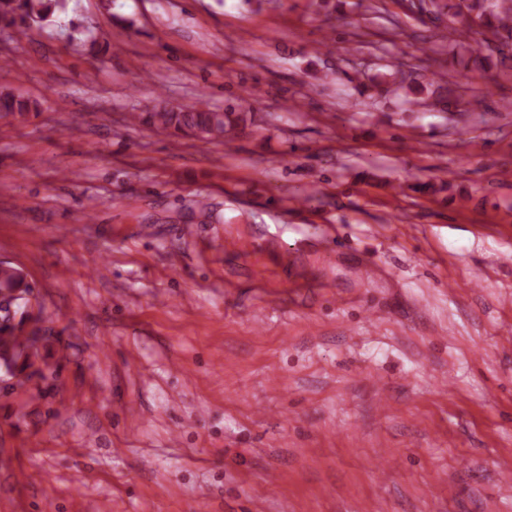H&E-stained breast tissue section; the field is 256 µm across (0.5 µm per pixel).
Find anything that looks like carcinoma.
<instances>
[{"instance_id":"cac0c4a2","label":"carcinoma","mask_w":512,"mask_h":512,"mask_svg":"<svg viewBox=\"0 0 512 512\" xmlns=\"http://www.w3.org/2000/svg\"><path fill=\"white\" fill-rule=\"evenodd\" d=\"M60 7L59 0H0V20L15 22L21 19L41 26L50 21ZM448 29L458 38L470 39L477 29L491 31L492 52L506 58L512 55V0H459ZM47 99H31L12 92L0 91V120L4 125L25 121L31 112H38ZM134 120L159 134H185L210 141L222 142L243 121L241 112H214L202 106H162L152 112H141ZM34 298V287L20 268L11 262L0 263V369L19 372L31 368L35 362L24 353L34 349V356L42 358L40 347L49 337L42 328L34 327L21 338L24 320H15V313Z\"/></svg>"}]
</instances>
